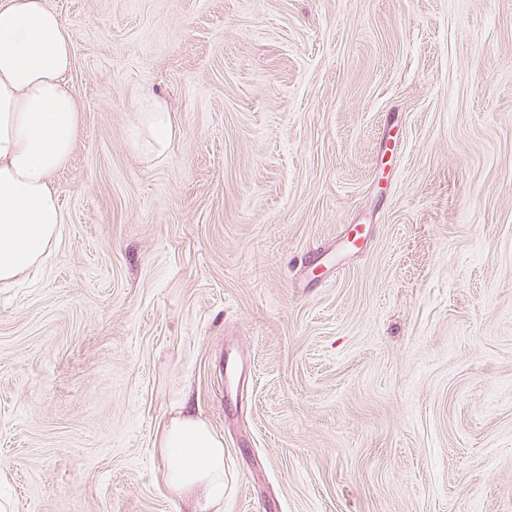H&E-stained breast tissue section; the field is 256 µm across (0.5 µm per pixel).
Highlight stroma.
Masks as SVG:
<instances>
[{
	"label": "stroma",
	"instance_id": "obj_1",
	"mask_svg": "<svg viewBox=\"0 0 512 512\" xmlns=\"http://www.w3.org/2000/svg\"><path fill=\"white\" fill-rule=\"evenodd\" d=\"M47 4L82 112L0 288V512H192L186 397L223 512H512V0ZM175 135L173 113L164 98L144 96L135 111L131 148L147 162L163 159ZM161 480L179 496H196L197 509L224 510V439L186 402L158 437Z\"/></svg>",
	"mask_w": 512,
	"mask_h": 512
}]
</instances>
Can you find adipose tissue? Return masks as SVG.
Masks as SVG:
<instances>
[{"label": "adipose tissue", "mask_w": 512, "mask_h": 512, "mask_svg": "<svg viewBox=\"0 0 512 512\" xmlns=\"http://www.w3.org/2000/svg\"><path fill=\"white\" fill-rule=\"evenodd\" d=\"M72 62L64 21L46 0H0V288L26 278L60 240L63 217L49 176L68 163L77 134L80 106L65 80ZM174 135L165 99L144 96L132 149L156 162ZM158 448L164 486L195 497L199 512H222L223 438L183 407L163 424Z\"/></svg>", "instance_id": "1"}]
</instances>
